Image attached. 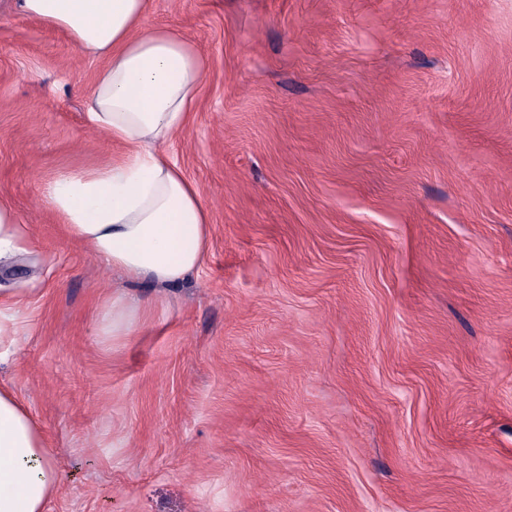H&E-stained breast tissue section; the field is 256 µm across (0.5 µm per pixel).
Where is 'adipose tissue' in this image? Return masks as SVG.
Wrapping results in <instances>:
<instances>
[{
	"instance_id": "obj_1",
	"label": "adipose tissue",
	"mask_w": 512,
	"mask_h": 512,
	"mask_svg": "<svg viewBox=\"0 0 512 512\" xmlns=\"http://www.w3.org/2000/svg\"><path fill=\"white\" fill-rule=\"evenodd\" d=\"M14 11L105 58L89 119L127 152L111 164L58 173L43 195L68 237L128 280L182 283L202 265L210 216L199 186L166 146L189 121L202 62L178 34L147 28V0H10ZM144 310L114 295L101 311L103 340L128 335ZM55 456L31 414L0 390V512H47Z\"/></svg>"
}]
</instances>
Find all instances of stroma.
I'll list each match as a JSON object with an SVG mask.
<instances>
[{
	"mask_svg": "<svg viewBox=\"0 0 512 512\" xmlns=\"http://www.w3.org/2000/svg\"><path fill=\"white\" fill-rule=\"evenodd\" d=\"M203 63L167 150L201 270L131 284L42 195L125 149L106 66L0 0V388L56 452L47 512H512V0H149ZM145 304L98 338L102 306ZM21 238L13 213L6 206L0 205V259L20 250ZM143 310L140 301L123 294L113 295L102 308L99 336L107 341L114 336L128 335L137 326ZM22 320L15 313H3L0 309V346L13 347L15 338L22 330Z\"/></svg>",
	"mask_w": 512,
	"mask_h": 512,
	"instance_id": "stroma-1",
	"label": "stroma"
}]
</instances>
